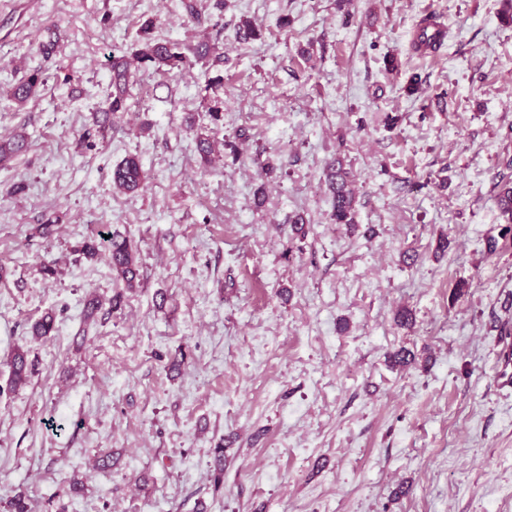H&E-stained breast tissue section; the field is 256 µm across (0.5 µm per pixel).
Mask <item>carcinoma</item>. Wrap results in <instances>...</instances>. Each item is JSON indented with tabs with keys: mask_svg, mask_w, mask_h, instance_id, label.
Returning <instances> with one entry per match:
<instances>
[{
	"mask_svg": "<svg viewBox=\"0 0 512 512\" xmlns=\"http://www.w3.org/2000/svg\"><path fill=\"white\" fill-rule=\"evenodd\" d=\"M154 22L146 20L141 26V37L122 55L112 54L107 57V64L112 71L110 90L104 101L93 114L92 127L82 134L85 146L94 147L96 141L106 140L112 130L114 119L119 113L126 111V100L129 98V83L132 74L149 66L167 67L170 71H183L195 65L206 70L224 65V52L218 46L201 42L195 46L183 47L177 43L160 42L153 35ZM59 41L56 29L46 30V37L38 44L39 53L50 59L56 55ZM47 82V77L40 69H33L20 78L11 88L8 100L19 106L27 104L36 97L39 88ZM210 125L196 124V118L189 117V127L196 129L194 141L200 158L208 163L215 148L217 126L223 121L220 107L207 109ZM29 148L27 136L16 132L7 138L0 137V169H6L18 156ZM147 181V173L137 155H129L112 168V185L122 193H135ZM325 183L331 201V219L335 224L354 223L355 197L349 188V175L340 159L334 160L326 170ZM107 253L112 273L124 287H136L139 276L136 262V250L131 241L118 232L110 234V238H89L79 247L78 252L86 258H94L99 252ZM55 329V317L46 314L31 327L32 335L46 338ZM9 368V387L16 389L26 384L32 375L35 363L28 357V352L17 348L7 360Z\"/></svg>",
	"mask_w": 512,
	"mask_h": 512,
	"instance_id": "carcinoma-1",
	"label": "carcinoma"
}]
</instances>
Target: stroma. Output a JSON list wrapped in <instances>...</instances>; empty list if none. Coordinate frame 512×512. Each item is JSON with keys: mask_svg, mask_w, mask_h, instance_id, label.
Wrapping results in <instances>:
<instances>
[{"mask_svg": "<svg viewBox=\"0 0 512 512\" xmlns=\"http://www.w3.org/2000/svg\"><path fill=\"white\" fill-rule=\"evenodd\" d=\"M214 3L199 0L215 19L200 28L180 0H0V83L49 77L24 108L0 99V134L31 144L0 169V505L22 491L30 512H512V386L497 377L512 220L496 203L512 185V10ZM430 13L447 37L424 57L412 39ZM148 19L159 40L223 47L222 84L198 65L140 71L105 143L80 145L107 56ZM244 19L260 34L241 43ZM215 104L235 150L206 167L186 119ZM131 154L148 180L124 195L112 169ZM339 157L350 226L329 219ZM113 231L139 250L140 285L90 318L87 298L116 284L78 248ZM48 312L55 332L33 338ZM18 347L35 370L10 390ZM401 349L414 362L392 366ZM108 451L116 464L98 469Z\"/></svg>", "mask_w": 512, "mask_h": 512, "instance_id": "obj_1", "label": "stroma"}]
</instances>
